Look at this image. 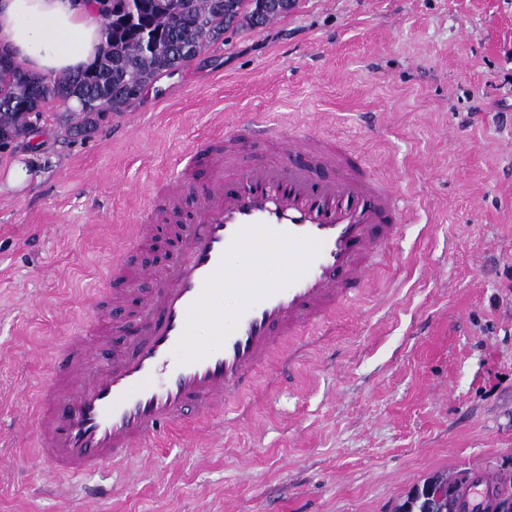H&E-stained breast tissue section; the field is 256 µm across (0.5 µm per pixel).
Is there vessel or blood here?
Returning a JSON list of instances; mask_svg holds the SVG:
<instances>
[{
	"instance_id": "vessel-or-blood-1",
	"label": "vessel or blood",
	"mask_w": 512,
	"mask_h": 512,
	"mask_svg": "<svg viewBox=\"0 0 512 512\" xmlns=\"http://www.w3.org/2000/svg\"><path fill=\"white\" fill-rule=\"evenodd\" d=\"M201 140L190 162L155 191L110 269L127 275L124 254L145 244L169 209L193 200V221L177 230L171 264L151 271L136 332L98 359L120 323L118 294L101 291L90 330L57 357L40 393L37 455L72 477L128 462L164 428L204 418L246 392L281 342L329 319L365 286L398 240L402 210L390 182L336 138L277 127L256 136L252 122ZM207 177L197 181L196 170ZM256 249L248 267L230 252ZM285 263L292 277L266 281ZM238 295L236 309L224 297ZM493 480L478 474L464 512H488Z\"/></svg>"
}]
</instances>
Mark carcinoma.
I'll list each match as a JSON object with an SVG mask.
<instances>
[{
	"label": "carcinoma",
	"mask_w": 512,
	"mask_h": 512,
	"mask_svg": "<svg viewBox=\"0 0 512 512\" xmlns=\"http://www.w3.org/2000/svg\"><path fill=\"white\" fill-rule=\"evenodd\" d=\"M130 17L122 0H112V18L105 24L106 42L97 60L76 73L37 76L45 84L42 95L32 92L28 74L18 72L0 82V130L23 137L27 116L38 107L76 101L83 128H91L98 107L107 103L121 112L128 105L125 90L151 82L170 69L191 61L190 50L224 38V11L215 0H140ZM152 47L144 48L145 38Z\"/></svg>",
	"instance_id": "1"
}]
</instances>
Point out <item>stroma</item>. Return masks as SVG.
Listing matches in <instances>:
<instances>
[{"mask_svg":"<svg viewBox=\"0 0 512 512\" xmlns=\"http://www.w3.org/2000/svg\"><path fill=\"white\" fill-rule=\"evenodd\" d=\"M344 140L410 222L365 288L215 420L113 469L95 512H400L512 461V0H298L85 136L0 154V512H86L40 463L39 385L126 225L226 113Z\"/></svg>","mask_w":512,"mask_h":512,"instance_id":"35a3bbf8","label":"stroma"}]
</instances>
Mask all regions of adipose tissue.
<instances>
[{"label": "adipose tissue", "mask_w": 512, "mask_h": 512, "mask_svg": "<svg viewBox=\"0 0 512 512\" xmlns=\"http://www.w3.org/2000/svg\"><path fill=\"white\" fill-rule=\"evenodd\" d=\"M104 40V21L85 0H0V51L20 70H82Z\"/></svg>", "instance_id": "adipose-tissue-1"}]
</instances>
